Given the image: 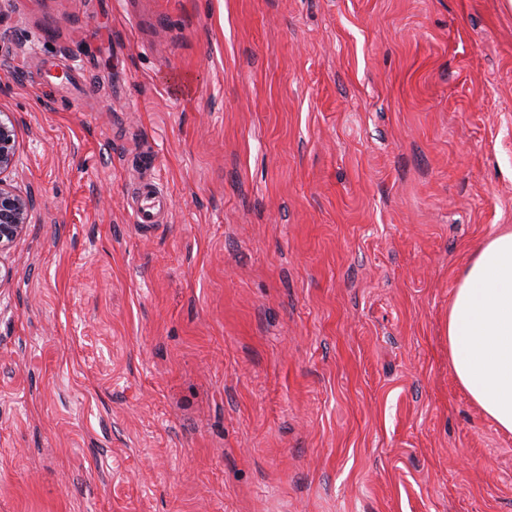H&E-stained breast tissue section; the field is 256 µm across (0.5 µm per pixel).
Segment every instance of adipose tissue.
<instances>
[{
	"instance_id": "1",
	"label": "adipose tissue",
	"mask_w": 512,
	"mask_h": 512,
	"mask_svg": "<svg viewBox=\"0 0 512 512\" xmlns=\"http://www.w3.org/2000/svg\"><path fill=\"white\" fill-rule=\"evenodd\" d=\"M447 335L458 383L498 429L512 433V228L488 237L467 265Z\"/></svg>"
}]
</instances>
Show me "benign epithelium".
<instances>
[{
  "label": "benign epithelium",
  "mask_w": 512,
  "mask_h": 512,
  "mask_svg": "<svg viewBox=\"0 0 512 512\" xmlns=\"http://www.w3.org/2000/svg\"><path fill=\"white\" fill-rule=\"evenodd\" d=\"M16 121L0 113V256L7 253L26 231L36 208L32 193H23L11 175L17 166Z\"/></svg>",
  "instance_id": "obj_1"
}]
</instances>
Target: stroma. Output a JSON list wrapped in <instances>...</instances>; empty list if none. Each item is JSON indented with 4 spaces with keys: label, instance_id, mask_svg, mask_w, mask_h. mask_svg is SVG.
I'll list each match as a JSON object with an SVG mask.
<instances>
[{
    "label": "stroma",
    "instance_id": "stroma-1",
    "mask_svg": "<svg viewBox=\"0 0 512 512\" xmlns=\"http://www.w3.org/2000/svg\"><path fill=\"white\" fill-rule=\"evenodd\" d=\"M0 110V512H512L444 333L512 227L505 0H0ZM0 285L12 278V270L2 262L15 241L31 224L36 208L32 193H23L14 185L11 175L17 166L18 124L0 111ZM171 207V198L152 180L139 181L133 197L132 216L135 224H158Z\"/></svg>",
    "mask_w": 512,
    "mask_h": 512
}]
</instances>
